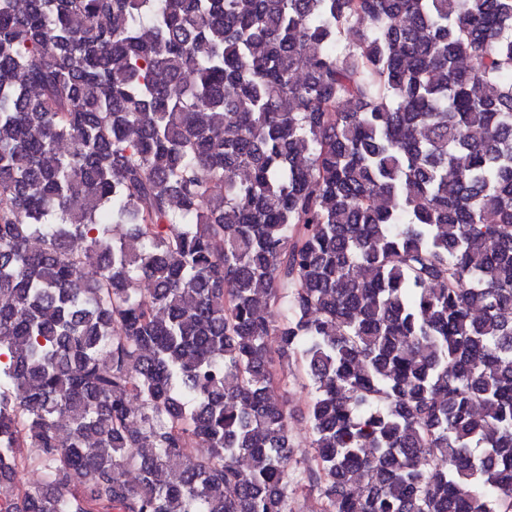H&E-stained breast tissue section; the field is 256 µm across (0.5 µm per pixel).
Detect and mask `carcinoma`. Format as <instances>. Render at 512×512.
<instances>
[{
	"instance_id": "carcinoma-1",
	"label": "carcinoma",
	"mask_w": 512,
	"mask_h": 512,
	"mask_svg": "<svg viewBox=\"0 0 512 512\" xmlns=\"http://www.w3.org/2000/svg\"><path fill=\"white\" fill-rule=\"evenodd\" d=\"M313 490L512 512V0H0V512ZM288 391L289 408V435L292 444L294 459H311L313 448H311L312 434L308 419V382L298 366L293 365L288 370Z\"/></svg>"
}]
</instances>
